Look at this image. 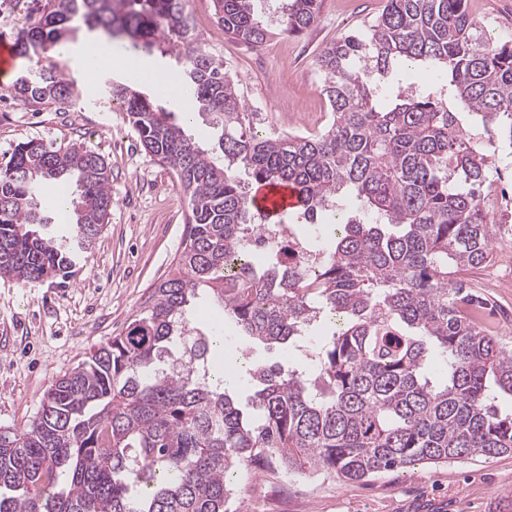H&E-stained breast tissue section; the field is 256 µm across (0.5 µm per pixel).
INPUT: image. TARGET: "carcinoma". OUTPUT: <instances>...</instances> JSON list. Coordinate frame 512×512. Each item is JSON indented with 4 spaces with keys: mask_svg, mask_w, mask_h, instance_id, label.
Returning a JSON list of instances; mask_svg holds the SVG:
<instances>
[{
    "mask_svg": "<svg viewBox=\"0 0 512 512\" xmlns=\"http://www.w3.org/2000/svg\"><path fill=\"white\" fill-rule=\"evenodd\" d=\"M256 0H216L224 33L259 48L299 36L323 0H281L276 24ZM468 0H384L381 12L318 56L326 126L267 135L224 62L195 40L188 0H45L15 38L26 71L10 95L62 106L74 85L33 66L81 26L132 47L178 50L176 83L221 128L220 154L187 138L174 113L130 80L112 85L140 144L172 169L190 215L176 267L124 333L47 391L34 420L0 428V512H224L236 469L277 465L359 481L416 464L512 453V348L463 308L480 301L464 273L484 265L502 225L481 205L489 149L512 147V41L483 36ZM437 72V91L392 93L369 82L400 63ZM481 117L483 136L461 123ZM252 183L298 191L318 232L305 258L294 241L268 252L251 235L271 218ZM74 176L68 236L40 234L43 184ZM104 158L34 140L0 167V276L21 283L67 274L71 248L91 250L112 212ZM233 334L269 351L310 344L328 316L334 331L311 364L258 359L228 367L214 331L191 326L200 292ZM441 359L447 380H432Z\"/></svg>",
    "mask_w": 512,
    "mask_h": 512,
    "instance_id": "carcinoma-1",
    "label": "carcinoma"
}]
</instances>
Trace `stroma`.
<instances>
[{"mask_svg": "<svg viewBox=\"0 0 512 512\" xmlns=\"http://www.w3.org/2000/svg\"><path fill=\"white\" fill-rule=\"evenodd\" d=\"M204 26L199 42L223 60L260 127L289 131L291 114L328 111L317 65L322 47L341 31L375 16L382 0H324L316 24L299 36H281L279 57H267L230 37L210 40L219 25L213 0H189ZM469 11L491 42L512 40V0H468ZM75 101L66 109L37 107L0 88V162L14 147L35 140L54 148L82 146L105 157L115 204L91 252L68 276L22 284L0 277V427L22 429L35 417L47 390L102 343L119 335L154 288L175 266L189 215L183 188L169 168L143 150L126 112L102 101L101 86L68 70ZM489 178L503 191L495 214L503 229L493 260L512 251V148L499 147ZM487 318L498 339L512 344V276L482 285ZM235 493L228 512H512V453L446 465H419L361 481L325 474L295 484L279 468L229 474Z\"/></svg>", "mask_w": 512, "mask_h": 512, "instance_id": "stroma-1", "label": "stroma"}]
</instances>
